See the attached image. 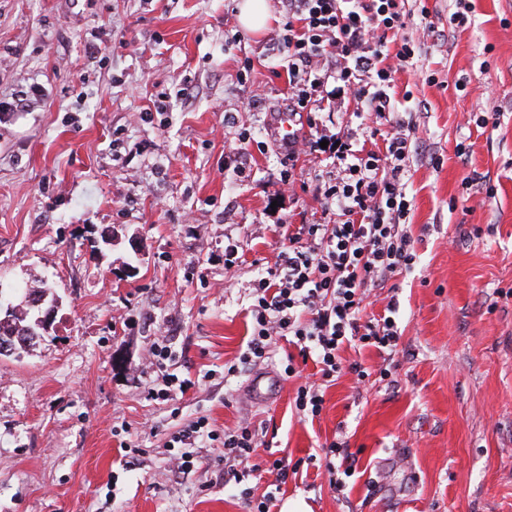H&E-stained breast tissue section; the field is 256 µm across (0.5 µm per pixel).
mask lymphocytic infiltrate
<instances>
[{
  "mask_svg": "<svg viewBox=\"0 0 512 512\" xmlns=\"http://www.w3.org/2000/svg\"><path fill=\"white\" fill-rule=\"evenodd\" d=\"M406 2L284 0L290 27L280 52L287 62L289 112L313 116L320 111L325 78L316 73L315 65L324 59L337 92L353 97L371 133L381 134L383 141L381 148L369 149L350 129L325 141L310 134L288 146L289 157L304 156L315 165L310 181H299L291 168L279 174L283 185L312 192L324 219L290 228L281 263L254 280L250 339L227 373L233 376L269 359L279 340L294 344L299 356L287 358L284 373L299 381L293 407L303 418L320 416L321 383L335 381L345 369L357 380L368 377L362 364H342L343 344L373 347L390 358L398 352L394 318H368L364 311L373 290L409 272L416 259L404 229L410 214L405 173L420 139L415 127L393 111L387 93L395 74L414 56L405 39L395 51L387 49L389 34L404 26ZM302 358L313 359L319 381H301ZM203 436L223 441L225 488L240 496L249 512H274L276 495H255L249 481L268 471L279 482H287L289 474L298 473V464L271 454L259 457L263 442L249 420L220 434L200 418L173 438L178 451L172 460L178 470L191 473L193 449Z\"/></svg>",
  "mask_w": 512,
  "mask_h": 512,
  "instance_id": "lymphocytic-infiltrate-1",
  "label": "lymphocytic infiltrate"
}]
</instances>
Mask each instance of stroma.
Instances as JSON below:
<instances>
[{
    "instance_id": "1",
    "label": "stroma",
    "mask_w": 512,
    "mask_h": 512,
    "mask_svg": "<svg viewBox=\"0 0 512 512\" xmlns=\"http://www.w3.org/2000/svg\"><path fill=\"white\" fill-rule=\"evenodd\" d=\"M240 2L0 0V98L44 94L0 116V288L45 282L59 299L39 343L0 356V512H247L217 476L221 441H199L191 475L170 463L172 433L202 416L219 431L251 418L295 462L345 441L357 468L343 491L313 465L283 485L280 503L308 512H512V0H469L463 28L454 0L407 4L416 54L391 96L423 141L406 173L416 262L366 309L396 299L402 352L388 364L343 345L370 375L329 383L311 421L291 406L287 342L224 376L246 349L253 281L288 225L322 218L312 193L278 184L311 167L274 134L287 13L270 0L252 33ZM161 92L165 113L151 109ZM486 113L496 127L477 126ZM166 372L191 389L152 397ZM40 96L36 86L30 87L28 91L21 90L11 97V101L0 99V112H29L40 100Z\"/></svg>"
}]
</instances>
